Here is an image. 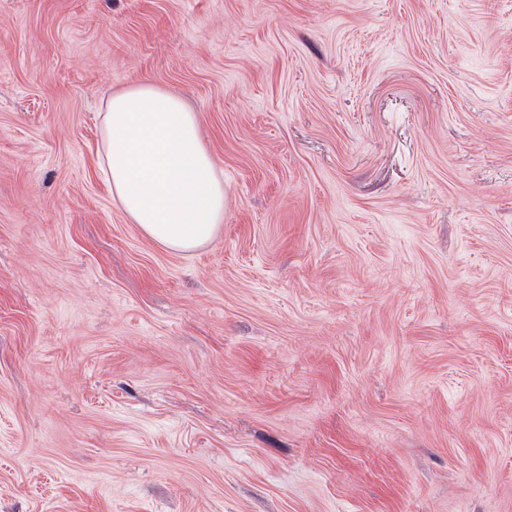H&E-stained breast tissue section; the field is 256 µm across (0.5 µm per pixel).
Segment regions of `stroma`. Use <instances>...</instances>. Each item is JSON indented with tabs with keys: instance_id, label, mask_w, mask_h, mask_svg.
I'll return each mask as SVG.
<instances>
[{
	"instance_id": "obj_1",
	"label": "stroma",
	"mask_w": 512,
	"mask_h": 512,
	"mask_svg": "<svg viewBox=\"0 0 512 512\" xmlns=\"http://www.w3.org/2000/svg\"><path fill=\"white\" fill-rule=\"evenodd\" d=\"M144 80L190 253L98 171ZM0 512H512V0H0ZM101 126L100 174L128 218L169 250L211 242L224 222V181L201 144L197 112L144 81L106 100Z\"/></svg>"
}]
</instances>
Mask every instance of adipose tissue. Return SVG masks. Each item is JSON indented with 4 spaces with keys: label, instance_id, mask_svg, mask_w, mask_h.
<instances>
[{
    "label": "adipose tissue",
    "instance_id": "1",
    "mask_svg": "<svg viewBox=\"0 0 512 512\" xmlns=\"http://www.w3.org/2000/svg\"><path fill=\"white\" fill-rule=\"evenodd\" d=\"M100 174L128 218L160 246L191 251L224 222V182L199 117L151 82L112 94L101 112Z\"/></svg>",
    "mask_w": 512,
    "mask_h": 512
}]
</instances>
